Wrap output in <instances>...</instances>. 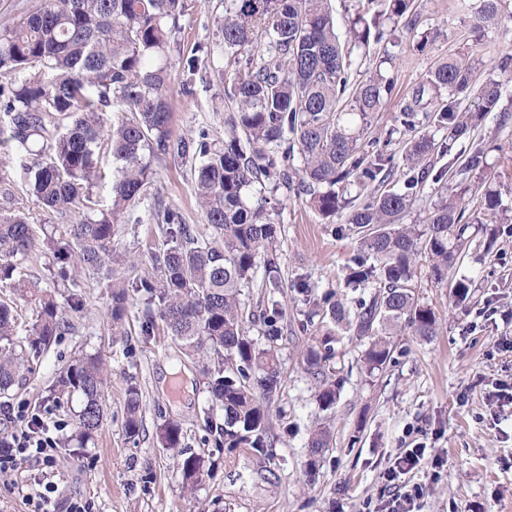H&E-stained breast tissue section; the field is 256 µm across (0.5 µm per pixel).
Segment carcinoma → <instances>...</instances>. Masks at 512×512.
<instances>
[{
	"instance_id": "obj_1",
	"label": "carcinoma",
	"mask_w": 512,
	"mask_h": 512,
	"mask_svg": "<svg viewBox=\"0 0 512 512\" xmlns=\"http://www.w3.org/2000/svg\"><path fill=\"white\" fill-rule=\"evenodd\" d=\"M386 2L384 12H357L343 42L328 0H230L218 29L234 71L220 145L205 130L190 138L170 135L165 88L175 63L169 22L184 12L186 0H40L0 27V74L10 77L0 84V145L15 146L29 192L46 214L74 218L48 229L22 214H0V289L35 309L23 345L16 339L15 307L0 301L1 394L34 373V361L69 327L55 294L21 271L20 260L37 252L47 259V278L56 289L68 287L78 272L98 276L112 300L115 336L125 334L130 303L155 306L181 353L203 364L212 402L224 412L221 419L209 411L204 416L215 447L269 453V411L254 389L269 398L275 394L278 356L247 335L240 296L260 263L269 293L280 288L276 224L266 198L248 197L274 179L287 188L296 185L326 219L346 212L348 231L359 238L346 283L373 292L353 308L326 296L312 302V315L367 341L361 361L368 374L393 361V333L435 335V311L421 303L410 282L423 257L431 278L448 282L473 225L499 213L493 185L502 172L487 162L486 144L476 142L473 132L475 121L501 111L512 57L498 64L503 81L475 82L476 60L463 54L430 68L411 97L399 101L401 126L410 133L401 169L393 154L366 140L376 114L393 97L394 81L381 70L386 60L362 80H350L353 48L384 39L385 22L398 27L414 6V0ZM489 27L512 31V0H481L471 33L478 38ZM465 99L475 103L474 111L461 110ZM103 142L119 163L107 208L93 191L106 177L96 156ZM295 152L301 167L292 175L288 161ZM157 155L198 160L195 193L220 243L199 239L175 211L159 208L156 223L166 238V248L152 256L159 276L118 278L115 223L141 199L153 176L150 158ZM445 156L448 166L435 182L455 179V188L440 192L422 221L405 223L434 161ZM462 157L464 164L456 166ZM351 184L364 193L347 197ZM476 197L478 212L470 208ZM281 318L274 300L262 313L264 335H280ZM334 342L329 331L303 354L326 408L335 404L338 388L332 380ZM104 376L102 359L91 354L73 357L57 373L51 395L80 398L74 431L60 447L84 448L102 426ZM141 413L140 391L131 384L124 421L130 439L140 433ZM180 432L169 420L158 427L160 443L173 452L183 489L192 495L209 467L205 456L180 448ZM329 442L330 432L313 434L308 472Z\"/></svg>"
}]
</instances>
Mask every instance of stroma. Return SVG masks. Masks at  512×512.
<instances>
[{"instance_id":"35a3bbf8","label":"stroma","mask_w":512,"mask_h":512,"mask_svg":"<svg viewBox=\"0 0 512 512\" xmlns=\"http://www.w3.org/2000/svg\"><path fill=\"white\" fill-rule=\"evenodd\" d=\"M479 4L415 0V27H398L397 45L384 40L371 45L369 55L354 52L353 78L362 79L390 54L385 68L403 97L436 61L464 52L479 61L478 81L498 78L496 62L512 55V33L489 28L473 41L470 25ZM226 5L227 0H187L178 20L172 55L196 60L197 70L173 72L167 89L172 138L204 130L211 141L224 139L231 81L218 26ZM427 30L435 32V40L417 48ZM152 168L154 178L131 220L116 226L113 246L127 260L119 268L124 276L153 275L152 256L165 247L154 220L156 200L178 212L199 237H215L195 195L193 162L163 156L153 159ZM505 168L499 189L503 223L493 232H479L467 258L449 273L450 279L470 283L467 305L455 304L449 288L431 280L428 265H421L414 287L436 313L435 336L394 337V363L371 375L361 362L362 341L341 336L334 359L340 393L327 409L316 401L302 352L328 324L310 317L303 299L329 293L357 299L345 281L357 242L344 230L343 216L326 223L307 195L267 183L282 286L268 295L264 272L256 270L242 301L251 315L249 336L279 356L281 382L269 403L274 425L269 457L250 448L230 453L215 448L203 429L211 400L201 363L183 358L163 322L143 332L145 305L139 301L127 309L126 335L113 336L106 291L92 276H78L84 308L69 313V329L40 356L35 374L0 394V432L20 436L37 414L42 436L54 440L70 433L77 400L56 402L47 394L56 373L80 351L100 355L105 363V420L88 447L57 452L54 467L30 457L0 474V512H30L25 492L48 482L59 512L72 499L86 502L89 512H383L395 492L388 475L408 448L425 451L423 464L409 476L424 487L416 512H512V406L499 398L512 393V352L503 348L504 340L512 339V161ZM0 181L11 187L9 210L25 212L36 224L49 223L28 193L13 152L1 149ZM272 299L285 313L276 337L264 335L260 319ZM132 383L143 398V423L133 441L124 432L125 395ZM166 419L179 424L182 447L212 458L213 470L194 498L185 497L171 453L159 443L157 426ZM321 427L329 429L331 441L310 475V438Z\"/></svg>"}]
</instances>
